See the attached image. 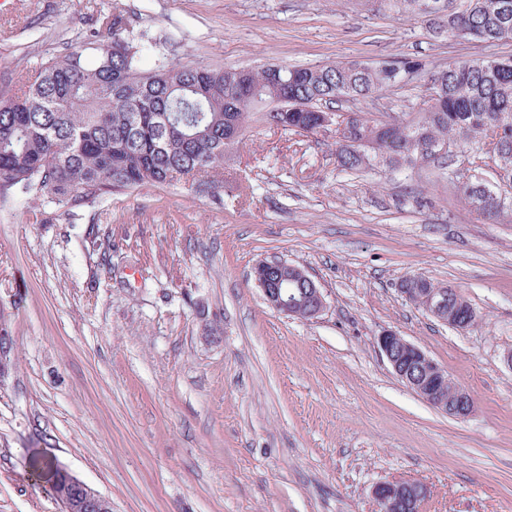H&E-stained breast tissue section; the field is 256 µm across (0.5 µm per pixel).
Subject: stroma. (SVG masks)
<instances>
[{
  "label": "stroma",
  "instance_id": "obj_1",
  "mask_svg": "<svg viewBox=\"0 0 512 512\" xmlns=\"http://www.w3.org/2000/svg\"><path fill=\"white\" fill-rule=\"evenodd\" d=\"M118 11L145 71L420 61L350 105L387 120L414 118L448 63L512 55L364 0H6L0 71L79 45ZM335 150L252 127L215 189L0 205V512H63L60 468L112 512H376L371 490L392 480L427 487L421 512H512V221L484 222L455 192L467 159L350 172ZM270 259L315 281L321 315L264 302L253 269ZM413 275L458 290L475 324L406 300ZM386 330L445 368L474 412L449 417L408 389L377 349Z\"/></svg>",
  "mask_w": 512,
  "mask_h": 512
}]
</instances>
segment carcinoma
Returning a JSON list of instances; mask_svg holds the SVG:
<instances>
[{"mask_svg":"<svg viewBox=\"0 0 512 512\" xmlns=\"http://www.w3.org/2000/svg\"><path fill=\"white\" fill-rule=\"evenodd\" d=\"M378 0L422 19L435 38L512 41V0ZM140 48L122 13L79 47L40 59L26 73L0 74V201L48 196L62 206L145 182L201 187L224 170L244 132L276 111L279 131L331 133L344 170L414 166L463 156L495 140L500 181L512 189V57L459 59L430 76L419 117L392 122L343 111L398 87L422 64L348 61L312 68H211L186 61L138 68ZM459 191L478 217L499 222L500 198L480 182Z\"/></svg>","mask_w":512,"mask_h":512,"instance_id":"carcinoma-1","label":"carcinoma"}]
</instances>
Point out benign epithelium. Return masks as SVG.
Here are the masks:
<instances>
[{
  "label": "benign epithelium",
  "mask_w": 512,
  "mask_h": 512,
  "mask_svg": "<svg viewBox=\"0 0 512 512\" xmlns=\"http://www.w3.org/2000/svg\"><path fill=\"white\" fill-rule=\"evenodd\" d=\"M400 292L418 308L434 318L448 322V295L443 289L434 291L402 288ZM265 302L276 312L288 317L312 319L321 314L326 303L315 283H310L307 296L299 301L286 288L262 289ZM377 346L396 377L429 405L457 419L474 411L471 395L460 386L448 387V373L418 346L398 333L386 330L377 337ZM67 485L65 512H112L111 502L77 477L56 476L54 487ZM378 512H420L427 498L426 487L414 481H387L371 491Z\"/></svg>",
  "instance_id": "obj_1"
}]
</instances>
